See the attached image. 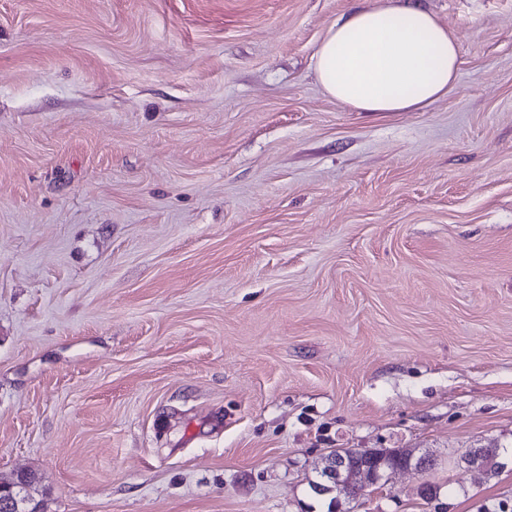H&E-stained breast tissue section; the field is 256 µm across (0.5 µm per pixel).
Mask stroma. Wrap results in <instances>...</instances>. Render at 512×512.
<instances>
[{
	"mask_svg": "<svg viewBox=\"0 0 512 512\" xmlns=\"http://www.w3.org/2000/svg\"><path fill=\"white\" fill-rule=\"evenodd\" d=\"M378 0H0V474L44 512H512V0H418L447 96L312 58ZM496 448L503 469L453 461ZM348 452L329 454L322 467L317 469L320 483L315 488L319 495H327L336 490V493H348L351 500H355L370 488L384 484L393 473L404 470L424 472L433 461L427 455H417L413 450L403 449L401 464L391 465L381 461L371 470L360 462L353 463L351 458L361 461L385 458L373 453L371 448H349ZM21 473H23V477H21ZM0 483L4 484H10L12 487L15 488L16 493L21 494V497L24 499H28L32 506H29L25 503H20L17 498L15 497V494L12 491V488L10 489H4L3 486L0 485V500L8 497L10 499V503L12 505V508L9 512H43V504L41 500H36L34 496L31 493V490L33 489L34 484L36 483V477L31 472H20L13 474L10 477H1ZM22 504V505H21ZM38 507L35 508L34 507Z\"/></svg>",
	"mask_w": 512,
	"mask_h": 512,
	"instance_id": "obj_1",
	"label": "stroma"
}]
</instances>
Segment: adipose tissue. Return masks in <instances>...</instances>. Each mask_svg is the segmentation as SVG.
<instances>
[{
    "instance_id": "obj_1",
    "label": "adipose tissue",
    "mask_w": 512,
    "mask_h": 512,
    "mask_svg": "<svg viewBox=\"0 0 512 512\" xmlns=\"http://www.w3.org/2000/svg\"><path fill=\"white\" fill-rule=\"evenodd\" d=\"M324 93L355 112H415L459 73L453 35L407 0H379L330 25L313 57Z\"/></svg>"
}]
</instances>
